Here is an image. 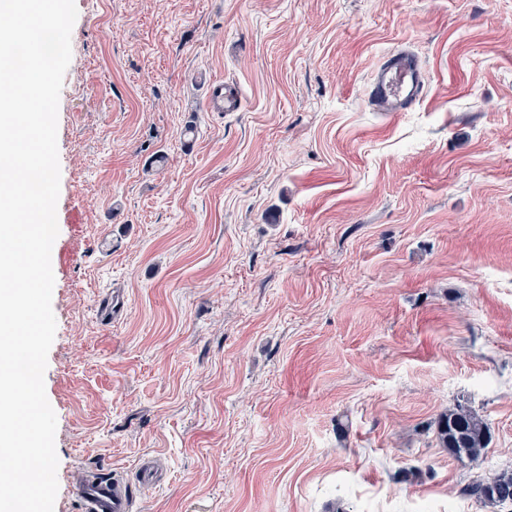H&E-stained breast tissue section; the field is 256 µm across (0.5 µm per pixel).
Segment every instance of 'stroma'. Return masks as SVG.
I'll use <instances>...</instances> for the list:
<instances>
[{"label":"stroma","mask_w":512,"mask_h":512,"mask_svg":"<svg viewBox=\"0 0 512 512\" xmlns=\"http://www.w3.org/2000/svg\"><path fill=\"white\" fill-rule=\"evenodd\" d=\"M75 4L56 506L85 466L137 512H512L460 494L512 470V0ZM402 46L428 86L390 114L367 85ZM460 405L473 459L436 434ZM204 102L206 107L215 112H234L240 106V99L234 88L224 86L221 80L210 79L204 82ZM437 435L442 446L456 456H478L488 441L483 420L462 408L449 410L439 418Z\"/></svg>","instance_id":"1"}]
</instances>
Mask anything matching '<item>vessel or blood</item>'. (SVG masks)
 <instances>
[{"mask_svg":"<svg viewBox=\"0 0 512 512\" xmlns=\"http://www.w3.org/2000/svg\"><path fill=\"white\" fill-rule=\"evenodd\" d=\"M427 73L419 58L400 48L381 59L367 88L372 104L383 112H408L421 101ZM206 107L216 112H234L240 99L234 88L213 79L204 83ZM81 512H136L132 486L122 472L87 470L73 481Z\"/></svg>","mask_w":512,"mask_h":512,"instance_id":"1","label":"vessel or blood"}]
</instances>
